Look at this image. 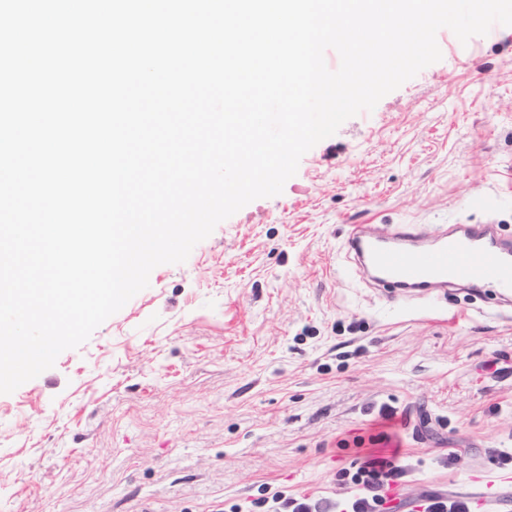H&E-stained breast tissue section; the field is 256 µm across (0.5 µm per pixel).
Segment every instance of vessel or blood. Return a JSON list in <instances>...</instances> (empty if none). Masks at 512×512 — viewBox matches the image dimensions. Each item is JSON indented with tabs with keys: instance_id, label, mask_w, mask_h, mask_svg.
<instances>
[{
	"instance_id": "obj_1",
	"label": "vessel or blood",
	"mask_w": 512,
	"mask_h": 512,
	"mask_svg": "<svg viewBox=\"0 0 512 512\" xmlns=\"http://www.w3.org/2000/svg\"><path fill=\"white\" fill-rule=\"evenodd\" d=\"M346 246L357 266L372 271L386 288H427L467 278L512 297V243L487 225H455L428 245L415 244L413 233L405 230L389 238L354 231Z\"/></svg>"
}]
</instances>
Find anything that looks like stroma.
<instances>
[{"mask_svg":"<svg viewBox=\"0 0 512 512\" xmlns=\"http://www.w3.org/2000/svg\"><path fill=\"white\" fill-rule=\"evenodd\" d=\"M440 61L310 149L52 368L0 394V512H229L265 492L349 495L354 437L388 433L401 500L510 477L512 301L395 292L358 270L352 225L512 237V26ZM396 416L380 418L381 407ZM349 447H340V440Z\"/></svg>","mask_w":512,"mask_h":512,"instance_id":"35a3bbf8","label":"stroma"}]
</instances>
